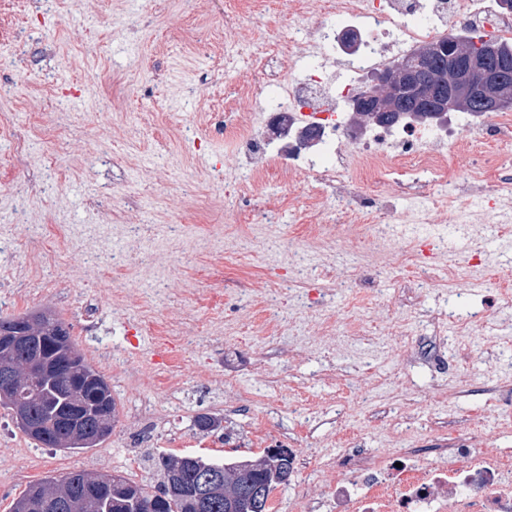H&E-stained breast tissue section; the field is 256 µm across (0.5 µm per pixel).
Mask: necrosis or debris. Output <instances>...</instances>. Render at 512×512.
I'll return each mask as SVG.
<instances>
[{
    "label": "necrosis or debris",
    "mask_w": 512,
    "mask_h": 512,
    "mask_svg": "<svg viewBox=\"0 0 512 512\" xmlns=\"http://www.w3.org/2000/svg\"><path fill=\"white\" fill-rule=\"evenodd\" d=\"M328 22L294 32L288 40L289 59H306V73L284 78L267 59L257 69L276 81L278 93L259 107V122L245 121L243 113L218 115L214 128L232 147L241 176L260 179L270 169L279 174L315 172L318 183L334 198L348 204L353 215L391 216L389 201L361 193L346 168L354 156L357 168L373 169L386 180L433 193L448 182L452 131L430 123L375 127L352 135L348 122L339 120L336 91L325 75L327 65L344 47L336 37L339 21L355 18L369 35L352 54L344 78L348 92L364 88L371 73L389 66L386 41L412 48L425 40L447 35L448 27L464 22L470 30L512 41V18L501 13L494 0H436L424 10L419 0H324ZM470 194L483 196L512 192V156L499 153L481 158ZM458 464L425 473L416 464L401 474H383L378 455L350 449L345 456L348 479L336 499V512H512V466L488 455L471 459L468 449H454Z\"/></svg>",
    "instance_id": "necrosis-or-debris-1"
}]
</instances>
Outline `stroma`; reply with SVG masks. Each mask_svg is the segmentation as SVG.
Masks as SVG:
<instances>
[{
    "instance_id": "obj_1",
    "label": "stroma",
    "mask_w": 512,
    "mask_h": 512,
    "mask_svg": "<svg viewBox=\"0 0 512 512\" xmlns=\"http://www.w3.org/2000/svg\"><path fill=\"white\" fill-rule=\"evenodd\" d=\"M220 6L230 47L217 66L211 38L188 37L198 24L188 0H51L37 16L24 0H0V14L20 18L0 31V114L74 119L66 153L24 133L0 136V269L21 282L0 288V317L54 312L117 410L102 445L73 453L37 445L0 408V512L29 484L71 471L156 484L148 459L161 454L307 451L271 494L272 512H301V488L326 497L350 448L394 463L418 448L443 465L446 448L512 462V415L490 412L512 393V264L471 268L468 254L439 249L429 277L464 265L485 287L459 281L414 298L406 256L419 234L398 185L357 177L359 190L390 197L392 221L404 228L372 242L368 221L342 218L314 174L219 179L231 160L200 113L256 111L276 88L255 58L279 57L294 29L322 19L321 0L302 13L286 0ZM135 111L140 120L127 123ZM460 139L448 154L447 192L457 197L477 155L496 148L467 128ZM131 197L144 234L191 224L202 241L175 253L156 295L143 289L139 264L108 259L128 247ZM264 204L277 209V224L262 222ZM31 224L54 225L56 247L32 236ZM88 250L101 256L95 288ZM440 312L449 319L437 339L429 318ZM156 320L174 330L169 342L141 330ZM411 346L439 348L443 360L404 357ZM202 414L222 416L221 428L200 431Z\"/></svg>"
}]
</instances>
